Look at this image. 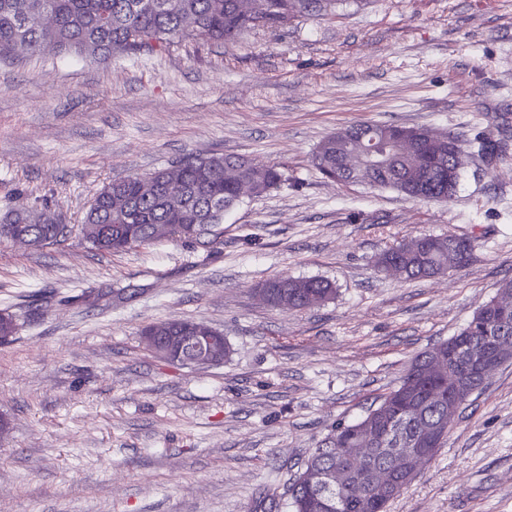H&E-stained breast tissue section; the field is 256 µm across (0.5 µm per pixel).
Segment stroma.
Segmentation results:
<instances>
[{"label": "stroma", "mask_w": 512, "mask_h": 512, "mask_svg": "<svg viewBox=\"0 0 512 512\" xmlns=\"http://www.w3.org/2000/svg\"><path fill=\"white\" fill-rule=\"evenodd\" d=\"M361 122L459 137L445 203L340 184L312 162ZM512 0H341L216 46L0 60V220L23 206L71 230L40 250L0 242V512H282L286 486L336 425L398 385L512 280ZM245 155L281 185L224 215L217 243L87 248L78 226L107 183L189 156ZM474 238L465 265L405 282L375 259L419 233ZM287 273L337 295L303 312L261 303ZM191 317L222 363L175 365L143 343ZM389 512H512V365L474 394Z\"/></svg>", "instance_id": "35a3bbf8"}]
</instances>
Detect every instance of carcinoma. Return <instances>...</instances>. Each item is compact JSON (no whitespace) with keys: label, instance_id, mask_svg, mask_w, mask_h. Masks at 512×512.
Returning a JSON list of instances; mask_svg holds the SVG:
<instances>
[{"label":"carcinoma","instance_id":"carcinoma-1","mask_svg":"<svg viewBox=\"0 0 512 512\" xmlns=\"http://www.w3.org/2000/svg\"><path fill=\"white\" fill-rule=\"evenodd\" d=\"M318 0H0V59L14 56L24 44L31 56L47 52L76 51L91 55L122 51L136 55L155 51L175 39L202 40L211 44L233 41L245 30L278 28ZM434 134L426 128L360 123L324 138L313 157L327 178L340 183L362 182L373 188L395 189L412 201L446 200L455 193L463 165L461 140L448 154L432 151ZM362 143L366 155L350 167L346 156L350 141ZM501 139L487 132L480 150L487 162L502 156ZM456 170L453 185L448 171ZM176 177L180 189H146L150 182ZM282 174L242 155L213 154L188 157L178 166L147 176L132 175L108 183L87 211L80 234L93 249L120 252L154 246L164 241H198L224 234V213L241 201L243 187L251 185L262 195L278 188ZM67 226L52 217L34 221L20 207L5 224L0 240L23 235L40 248L64 241ZM475 239L419 234L401 240L380 254L378 268L404 280L436 276L464 264ZM263 303L285 310H305L336 296V285L324 277L281 274L257 288ZM495 299L482 304L459 333L418 355L400 385L386 393L359 420L338 424L324 442L313 449L303 469L288 486L285 512H386L391 497L372 484L377 472L393 464L392 450L408 448L424 438L428 428L445 421L453 428L457 414L487 382L482 363L494 357L497 341L512 337V315L501 318L493 309ZM208 324L190 319L155 323L146 330L157 336H190ZM457 349L454 362L440 376L426 369L448 348ZM360 458L359 478L368 486V497L355 499L357 484L328 492L312 482L317 472L335 469L351 458Z\"/></svg>","mask_w":512,"mask_h":512}]
</instances>
